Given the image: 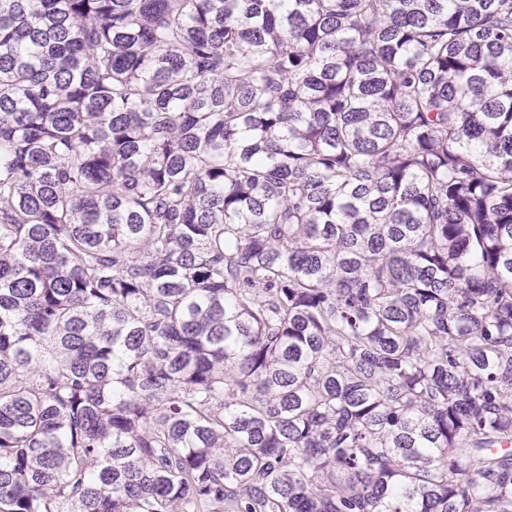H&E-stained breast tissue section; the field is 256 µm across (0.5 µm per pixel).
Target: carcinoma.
<instances>
[{
    "label": "carcinoma",
    "mask_w": 512,
    "mask_h": 512,
    "mask_svg": "<svg viewBox=\"0 0 512 512\" xmlns=\"http://www.w3.org/2000/svg\"><path fill=\"white\" fill-rule=\"evenodd\" d=\"M512 512V0H0V512Z\"/></svg>",
    "instance_id": "carcinoma-1"
}]
</instances>
